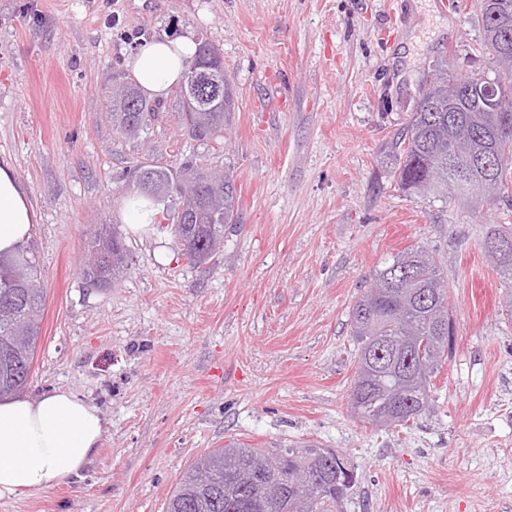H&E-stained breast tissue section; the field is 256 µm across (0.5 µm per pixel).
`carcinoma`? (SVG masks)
I'll list each match as a JSON object with an SVG mask.
<instances>
[{
    "instance_id": "carcinoma-1",
    "label": "carcinoma",
    "mask_w": 512,
    "mask_h": 512,
    "mask_svg": "<svg viewBox=\"0 0 512 512\" xmlns=\"http://www.w3.org/2000/svg\"><path fill=\"white\" fill-rule=\"evenodd\" d=\"M482 42L475 48L488 56V70L501 82L489 95L477 88L484 69L457 74L448 88V61L433 65L415 112L400 136L390 144V176L404 192L478 197L484 183L495 182L492 202H512V130L497 123V111L512 114V50L504 52L501 37L512 35V0H479ZM210 59L224 72V57L208 42L199 44L195 62ZM149 114L151 107L137 85L122 81L112 88V126L127 136L142 127L130 124L131 106ZM230 96L224 85L207 99L209 121L198 124L194 109L183 106L182 121L196 141L218 145ZM149 179L171 186L156 200L174 209V228L185 249L197 252L200 264L219 257L224 248V225L236 223L237 191L233 171H217L191 159L180 165L148 162L136 168V182ZM87 252L104 257L101 270L82 267L83 278L99 288H110L129 269V251L117 227L100 224L86 241ZM506 287V312L512 317V251L484 249ZM45 292L35 259L19 251L0 257V398L19 392L26 384L41 336ZM350 329L358 345L356 371L350 392L360 406L363 422L379 425L378 418L401 408L394 426L408 428L432 408L430 385L443 363L451 358L456 322L449 302L448 283L436 258L426 249L410 246L392 256L376 271L373 283L353 305ZM389 338L384 355L379 342ZM315 475L321 488L315 504L303 499L293 474ZM260 472L265 498L281 503L278 512H340L356 482V474L335 451L309 442L286 448H254L229 442L198 458L169 496L165 512H267L253 496L251 478Z\"/></svg>"
}]
</instances>
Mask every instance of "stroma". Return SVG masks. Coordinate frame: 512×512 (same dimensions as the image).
I'll list each match as a JSON object with an SVG mask.
<instances>
[{
  "label": "stroma",
  "mask_w": 512,
  "mask_h": 512,
  "mask_svg": "<svg viewBox=\"0 0 512 512\" xmlns=\"http://www.w3.org/2000/svg\"><path fill=\"white\" fill-rule=\"evenodd\" d=\"M182 31L224 54L225 145L191 139L178 92L138 138L112 127L113 84L142 42ZM465 0H0V167L36 211L24 249L47 293L23 393L66 388L108 430L81 477L0 512H164L190 463L231 441H312L356 468L345 512H512V318L482 249L512 225L484 199L409 196L387 144L447 56L482 66ZM206 154L236 176L238 221L218 262L188 263L160 216L132 232L139 163ZM130 251L110 288L80 268L94 225ZM432 251L456 321L453 355L417 425L352 414L349 311L387 259Z\"/></svg>",
  "instance_id": "stroma-1"
}]
</instances>
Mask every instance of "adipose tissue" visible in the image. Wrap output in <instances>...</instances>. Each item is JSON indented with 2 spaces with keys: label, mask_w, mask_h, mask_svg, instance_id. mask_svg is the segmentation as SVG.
I'll return each instance as SVG.
<instances>
[{
  "label": "adipose tissue",
  "mask_w": 512,
  "mask_h": 512,
  "mask_svg": "<svg viewBox=\"0 0 512 512\" xmlns=\"http://www.w3.org/2000/svg\"><path fill=\"white\" fill-rule=\"evenodd\" d=\"M197 51L188 36L146 41L127 67L150 98H162L182 81ZM35 210L11 170L0 168V254L29 239ZM107 431L105 414L68 389L39 398L0 400V499L49 489L64 477L80 476Z\"/></svg>",
  "instance_id": "obj_1"
}]
</instances>
